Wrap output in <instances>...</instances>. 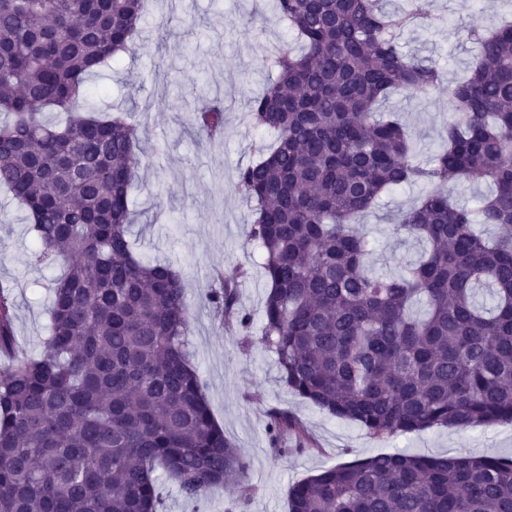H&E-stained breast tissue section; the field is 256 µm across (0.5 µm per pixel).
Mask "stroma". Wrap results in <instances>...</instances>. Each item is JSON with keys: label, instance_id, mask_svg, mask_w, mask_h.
Listing matches in <instances>:
<instances>
[{"label": "stroma", "instance_id": "35a3bbf8", "mask_svg": "<svg viewBox=\"0 0 512 512\" xmlns=\"http://www.w3.org/2000/svg\"><path fill=\"white\" fill-rule=\"evenodd\" d=\"M272 0H147L136 51L101 67L93 93L131 115L149 157L132 190L138 252L181 270L191 321L190 351L211 411L225 436L249 465L251 491L213 490L205 501L183 498L162 481L163 512H288V489L322 469L380 452L480 456L512 454V424L438 428L387 438L370 436L357 423L330 416L302 400L279 379L273 353L260 341L242 347L237 326L208 303L216 271L246 269L238 302L259 334L268 288L261 257L250 243L254 215L239 194L236 172L255 160L269 135L251 127L247 100L274 76L267 46L293 45L282 22L260 25ZM512 17V0H430L429 15L404 31L407 53L427 58L454 82L468 69L472 51L462 27H492ZM224 103V138L209 140L192 125L198 97ZM382 111L396 113L408 128L419 160L428 161L443 142L452 108L445 92L427 99L391 97ZM418 187L396 188L379 199L358 226L375 274L397 275L422 246L397 238L392 224L416 200ZM35 245L21 205L0 188V285L9 287L17 343L36 354L50 323L54 269L36 262ZM281 408L302 422L317 451L277 455L270 445L267 412Z\"/></svg>", "mask_w": 512, "mask_h": 512}]
</instances>
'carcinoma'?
I'll return each mask as SVG.
<instances>
[{
	"instance_id": "1",
	"label": "carcinoma",
	"mask_w": 512,
	"mask_h": 512,
	"mask_svg": "<svg viewBox=\"0 0 512 512\" xmlns=\"http://www.w3.org/2000/svg\"><path fill=\"white\" fill-rule=\"evenodd\" d=\"M428 5L275 0L302 51L268 54L276 78L248 107L274 146L236 176L281 381L378 438L512 423V24L462 29L474 62L447 87L399 42ZM144 12L145 0H0V186L27 212L36 261L64 267L38 356L18 346L0 292V512H160L161 472L188 499L250 490L191 361L181 274L130 241L137 128L88 88L135 51ZM440 90L454 117L422 163L377 106ZM193 125L222 139L223 103L196 107ZM465 182L492 187L474 210L448 191ZM405 185L422 193L394 232L426 247L377 276L353 225ZM209 302L248 327L232 282ZM268 431L280 455L311 450L286 410H270ZM288 512H512V457L380 453L292 485Z\"/></svg>"
}]
</instances>
